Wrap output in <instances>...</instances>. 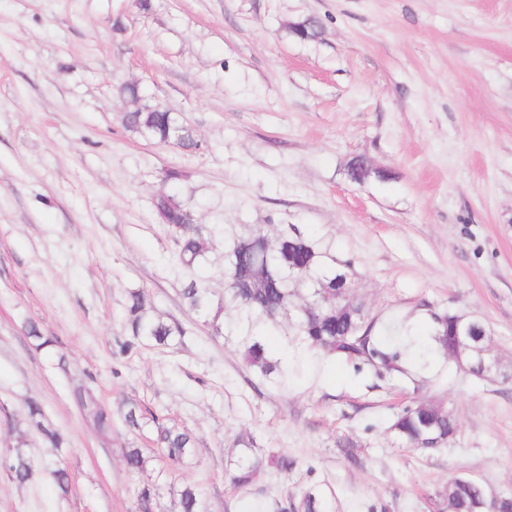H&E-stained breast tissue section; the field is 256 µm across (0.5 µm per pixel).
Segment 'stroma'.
Listing matches in <instances>:
<instances>
[{
	"label": "stroma",
	"mask_w": 512,
	"mask_h": 512,
	"mask_svg": "<svg viewBox=\"0 0 512 512\" xmlns=\"http://www.w3.org/2000/svg\"><path fill=\"white\" fill-rule=\"evenodd\" d=\"M307 20L317 39L293 34ZM139 106L173 112L197 149L128 129ZM356 157L374 176L350 178ZM165 192L210 242L193 271L154 207ZM280 224L352 261L350 295L379 329L423 340L433 314H463L512 370V0H0V460L34 399L64 443L31 428L26 451L72 475L63 496L46 473L19 484L0 468V512H137L147 484L155 512L187 484L207 512H286L308 487L333 512H427L461 473L512 491V379L438 355L376 384L279 333L293 372L270 384L211 336L183 288L223 302L225 240ZM133 290L183 334L117 358ZM80 382L112 410L138 402L141 430L117 418L103 442L72 398ZM414 403L454 413L450 447L399 446L391 420ZM160 422L193 433L183 463L157 448ZM249 436L262 463L241 490L229 471ZM135 447L138 473L123 458ZM282 452L286 476L264 462Z\"/></svg>",
	"instance_id": "1"
}]
</instances>
